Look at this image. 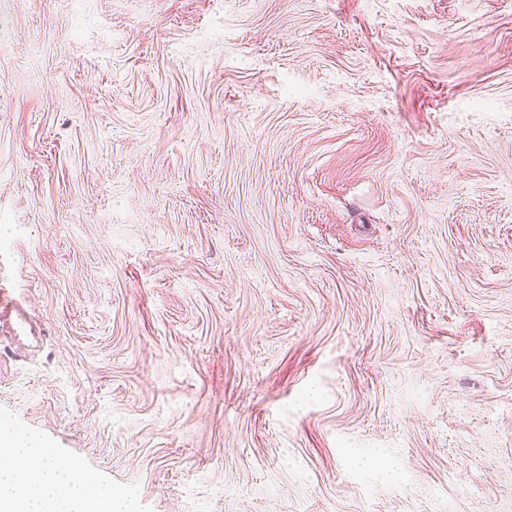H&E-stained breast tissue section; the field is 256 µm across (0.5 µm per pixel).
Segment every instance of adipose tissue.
Returning a JSON list of instances; mask_svg holds the SVG:
<instances>
[{"label": "adipose tissue", "instance_id": "obj_1", "mask_svg": "<svg viewBox=\"0 0 512 512\" xmlns=\"http://www.w3.org/2000/svg\"><path fill=\"white\" fill-rule=\"evenodd\" d=\"M38 445L0 426V447L27 453L24 462H0V512H135L127 495L97 492L93 474L59 471Z\"/></svg>", "mask_w": 512, "mask_h": 512}]
</instances>
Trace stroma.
Listing matches in <instances>:
<instances>
[{
  "instance_id": "obj_1",
  "label": "stroma",
  "mask_w": 512,
  "mask_h": 512,
  "mask_svg": "<svg viewBox=\"0 0 512 512\" xmlns=\"http://www.w3.org/2000/svg\"><path fill=\"white\" fill-rule=\"evenodd\" d=\"M1 304L137 512H512V0H0Z\"/></svg>"
}]
</instances>
